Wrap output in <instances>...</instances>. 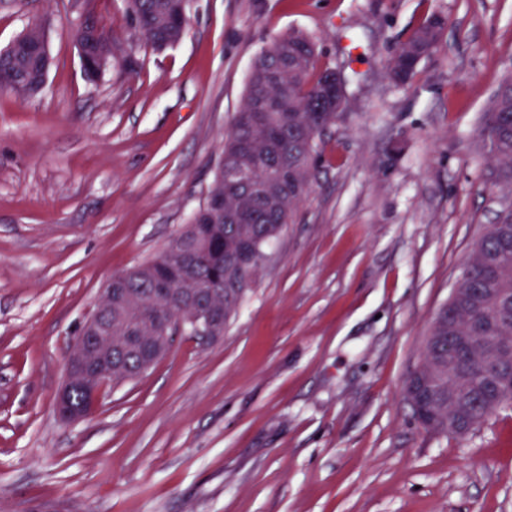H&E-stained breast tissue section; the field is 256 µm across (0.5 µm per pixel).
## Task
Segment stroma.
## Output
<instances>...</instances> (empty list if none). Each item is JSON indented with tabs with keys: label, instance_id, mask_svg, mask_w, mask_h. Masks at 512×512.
Here are the masks:
<instances>
[{
	"label": "stroma",
	"instance_id": "obj_1",
	"mask_svg": "<svg viewBox=\"0 0 512 512\" xmlns=\"http://www.w3.org/2000/svg\"><path fill=\"white\" fill-rule=\"evenodd\" d=\"M75 3L0 0V48L37 16L52 59L39 92L0 94V512H512V408L435 435L403 393L494 217L478 131L512 0H192L163 50L125 0H94L114 55L93 81ZM433 13L437 52L395 85ZM291 31L346 80L310 195L223 337H178L60 419L77 328L204 201L254 57ZM444 27L445 18L434 13L399 45L389 66V77L396 85L407 86L413 82L418 73V65L413 67L409 62L435 53L442 39ZM398 70L402 72L400 82L393 79V74Z\"/></svg>",
	"mask_w": 512,
	"mask_h": 512
}]
</instances>
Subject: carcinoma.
<instances>
[{
    "instance_id": "obj_1",
    "label": "carcinoma",
    "mask_w": 512,
    "mask_h": 512,
    "mask_svg": "<svg viewBox=\"0 0 512 512\" xmlns=\"http://www.w3.org/2000/svg\"><path fill=\"white\" fill-rule=\"evenodd\" d=\"M128 8L137 20L143 40L161 49L179 41L180 30L170 26L168 20L187 15L189 0H128ZM444 27L445 18L434 13L399 45L389 66L391 75L402 72L399 85L413 82L418 67L410 61L435 53ZM285 57L288 94L281 101L280 111L269 113L265 125L256 126L247 113L253 103V92L257 88L269 95L277 92V88L268 85L269 73ZM37 67L38 63L22 50L12 48L0 53V93L21 95ZM325 72L327 69L319 66L315 41L304 33L278 37L257 54L241 106L221 145L212 192H224V175L238 169L253 176L262 195L243 191L224 200L225 210L247 212L236 224L215 221L209 208L202 206L190 216L173 243L199 253V261L172 268L152 261L126 272V294L121 301H112L113 344H122L132 327H142L143 336L153 335L151 327L145 324L146 315L153 310L165 312L172 321L173 335H195L191 317L196 308L171 304L168 294L157 287L161 280L182 292L199 287L204 279L219 281L224 284V291L203 299L204 306L222 311L226 321L236 313L264 261L259 259L250 268L235 266L228 260L230 246L236 240H247L266 252L269 243L282 234L300 203L310 194L321 127L335 123L338 116L321 96ZM480 136L492 140L489 155L495 173L494 193L512 195L511 71L498 84ZM272 206L277 207L282 222L268 218ZM456 287L467 289L468 295L444 306L429 332L431 336L473 337L466 347V360L460 365L459 375L450 379L448 371H443L436 403L430 411V418L443 435L448 434V417L452 415L448 409L450 386L466 392L468 417H487L496 411L497 402L486 397L487 379L501 376L503 371L487 361L483 352L498 337L512 336V307L490 311L479 307L477 301L492 288L512 290V208L500 210L486 226Z\"/></svg>"
}]
</instances>
